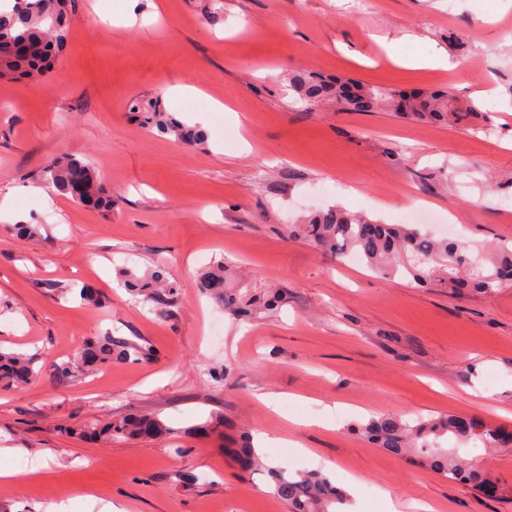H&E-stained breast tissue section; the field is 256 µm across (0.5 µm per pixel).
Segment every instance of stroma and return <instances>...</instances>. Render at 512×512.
I'll return each instance as SVG.
<instances>
[{"mask_svg":"<svg viewBox=\"0 0 512 512\" xmlns=\"http://www.w3.org/2000/svg\"><path fill=\"white\" fill-rule=\"evenodd\" d=\"M72 14L47 78L0 79V347L46 366L107 332L154 356L76 384L45 373L0 387V471L42 464L23 481L0 478V512H89L93 498L122 512H288L265 472L223 452L261 432L279 440L262 451L269 466L304 472L315 459L336 485L356 475L349 512H512V447L465 451L508 490L488 498L355 430L383 413L512 429V284L491 296L423 288L288 236L291 219L336 205L388 224L411 199L436 215L433 236L449 224L472 249H512V0H75ZM387 43L403 57L444 50L451 66L394 65ZM262 68L277 77H258ZM298 70L403 91L439 85L491 120L475 131L309 105L289 87ZM178 85L225 111L189 110ZM490 88L493 104L481 96ZM156 94L206 130V149L130 112L133 98ZM70 157L114 189L111 212L38 179ZM21 222L40 225L39 240L13 237ZM220 259L231 284L280 290V307L239 318L200 296L199 275ZM161 263L177 291L158 310L128 293L122 274ZM85 284L99 305L76 297ZM220 367L228 376L218 381ZM132 412L157 416L168 434H75ZM217 414L223 433H192ZM369 484L379 503L364 502Z\"/></svg>","mask_w":512,"mask_h":512,"instance_id":"1","label":"stroma"}]
</instances>
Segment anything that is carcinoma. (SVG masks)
<instances>
[{
  "label": "carcinoma",
  "instance_id": "carcinoma-1",
  "mask_svg": "<svg viewBox=\"0 0 512 512\" xmlns=\"http://www.w3.org/2000/svg\"><path fill=\"white\" fill-rule=\"evenodd\" d=\"M71 0H16L10 9L0 10V77L31 78L49 72L68 38V14ZM290 87L306 102H332L347 112H398L411 119L438 125L465 123L478 126L483 113L473 101L461 102L446 90L413 91L379 89L360 81L338 79L327 82L307 72H296ZM129 110L142 117V123L184 146L203 149L207 133L201 127L187 125L161 107L160 97L131 100ZM38 179L57 192L94 209L110 212L114 191L96 176L91 165L71 158L51 162L39 172ZM290 236L304 239L329 253L337 262L355 254L371 271L383 276L400 272L421 286L446 282L458 292L474 290L491 295L512 279V250L491 255L473 251L463 242L436 239L403 224H384L364 214L330 207L298 221ZM125 286L135 296L156 306L169 302L174 294L170 272L159 266L137 275H125ZM199 293L235 313L263 306L272 308L281 302L278 291L260 295L227 285L224 261L213 263L199 276ZM153 350L145 345L107 333L96 335L79 346L72 357L50 365V376L58 381L84 379L112 362L149 361ZM35 357L0 349V382L7 387L27 383L37 375ZM167 432L159 419L130 414L119 421L82 432L88 439H152ZM364 436L387 453L407 458L415 456L427 470L465 484L488 495V486L502 496L505 490L491 484L488 471L474 460L454 452L462 446L474 448L512 447V433L486 423L478 416L419 418L410 423L393 414H382L361 427ZM453 444L448 449L442 441ZM272 493L288 504L289 512H336L343 495L320 472L291 473L270 468Z\"/></svg>",
  "mask_w": 512,
  "mask_h": 512
}]
</instances>
